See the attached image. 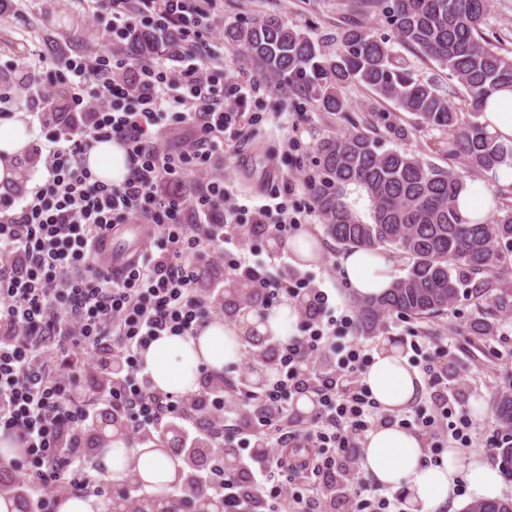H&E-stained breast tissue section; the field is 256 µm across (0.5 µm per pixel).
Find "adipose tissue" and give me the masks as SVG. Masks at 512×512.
Segmentation results:
<instances>
[{"label":"adipose tissue","mask_w":512,"mask_h":512,"mask_svg":"<svg viewBox=\"0 0 512 512\" xmlns=\"http://www.w3.org/2000/svg\"><path fill=\"white\" fill-rule=\"evenodd\" d=\"M24 112L17 111L0 123V186L16 177L14 161L27 152L31 140L23 123ZM86 164L96 178L107 184H121L130 165L125 148L116 141L93 143L86 154ZM343 284L358 298L378 297L391 288L394 281L392 261L384 253L354 248L340 257ZM296 309L282 305L269 310L266 319L243 309L235 319L216 320L187 336H163L150 344L145 362L156 389L174 395H190L197 391L204 371H221L239 363V339L259 335L284 339L294 333ZM381 408L394 414L412 404L421 387L416 371L410 369L401 348L384 343L374 354L363 377ZM459 453L451 448L438 464L423 461L416 434L399 424L381 425L369 431L361 450L359 466L375 482L403 490L408 512H455L464 501L494 500L502 492L498 468L482 456L473 454L467 460V498L456 494ZM104 477L119 481L128 466H135L147 489L176 481L171 458L148 447H127L123 441L113 442L99 458Z\"/></svg>","instance_id":"obj_1"}]
</instances>
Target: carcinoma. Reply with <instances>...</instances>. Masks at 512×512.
Wrapping results in <instances>:
<instances>
[{
  "label": "carcinoma",
  "instance_id": "1",
  "mask_svg": "<svg viewBox=\"0 0 512 512\" xmlns=\"http://www.w3.org/2000/svg\"><path fill=\"white\" fill-rule=\"evenodd\" d=\"M352 14L336 36V54L319 41L275 19L224 28V41L247 54L270 78L294 94L315 99L327 112L347 111L339 93L354 82L415 116L416 123L448 134L444 149L452 165L442 168L405 150H381L372 121L323 141L316 166L321 178L311 196L326 219V232L348 247L390 245L407 259V273L389 291L358 305L357 331L371 333L381 317L396 313L425 319L455 309L462 296L479 300L473 335L487 336V316L512 312V193L503 190L495 213L469 223L456 208L466 175L490 172L512 160V146L497 141L480 122L488 99L512 88V58L502 42L481 32L494 0H350ZM379 13L397 41L431 60L456 84L448 92L428 78L396 64L390 40L378 37L359 16ZM163 39L139 31L128 42L134 57L160 50ZM463 105L458 106L454 98ZM363 185L372 200V221L364 223L342 203V187ZM482 276L474 281L476 276ZM494 413L508 436L503 463H512V382L494 401ZM465 512H512V500L476 501Z\"/></svg>",
  "mask_w": 512,
  "mask_h": 512
}]
</instances>
